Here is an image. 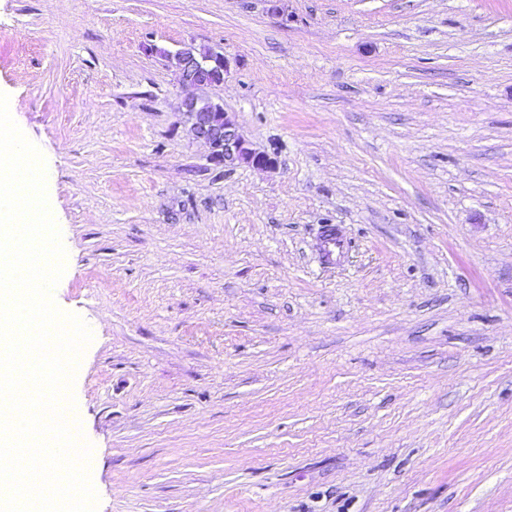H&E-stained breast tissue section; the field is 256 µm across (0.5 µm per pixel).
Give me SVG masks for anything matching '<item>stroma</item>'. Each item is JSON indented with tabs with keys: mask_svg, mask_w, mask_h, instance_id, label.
<instances>
[{
	"mask_svg": "<svg viewBox=\"0 0 512 512\" xmlns=\"http://www.w3.org/2000/svg\"><path fill=\"white\" fill-rule=\"evenodd\" d=\"M184 45L272 168L189 134ZM0 92L96 512H512V0H0ZM161 57L175 62L178 80L185 89H203L224 82L228 62L224 54L209 49L205 54L194 52L192 45H184L175 52L157 50Z\"/></svg>",
	"mask_w": 512,
	"mask_h": 512,
	"instance_id": "obj_1",
	"label": "stroma"
}]
</instances>
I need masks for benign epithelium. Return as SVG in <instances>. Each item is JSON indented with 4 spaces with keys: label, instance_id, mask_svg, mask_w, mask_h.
<instances>
[{
    "label": "benign epithelium",
    "instance_id": "benign-epithelium-1",
    "mask_svg": "<svg viewBox=\"0 0 512 512\" xmlns=\"http://www.w3.org/2000/svg\"><path fill=\"white\" fill-rule=\"evenodd\" d=\"M160 56L175 62L181 86L190 90L183 100L182 114L191 134L208 144L210 160L217 165L245 163L258 169L272 165L268 155L250 149L239 128L223 106L209 98L199 97L193 89H203L224 82L228 62L224 54L213 49L204 54L194 52L185 45L171 52L158 50Z\"/></svg>",
    "mask_w": 512,
    "mask_h": 512
}]
</instances>
